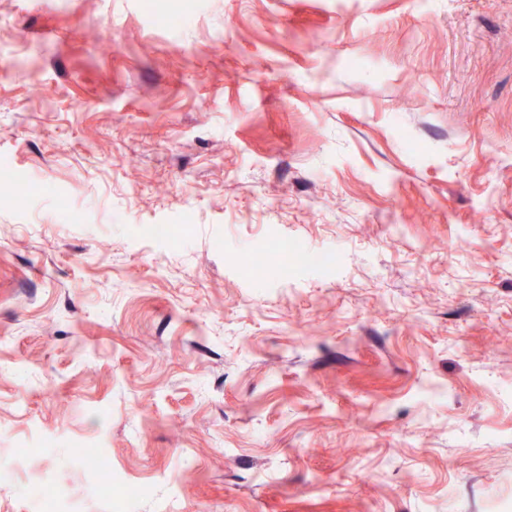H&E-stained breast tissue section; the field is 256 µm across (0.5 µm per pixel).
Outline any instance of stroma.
Instances as JSON below:
<instances>
[{
    "instance_id": "stroma-1",
    "label": "stroma",
    "mask_w": 512,
    "mask_h": 512,
    "mask_svg": "<svg viewBox=\"0 0 512 512\" xmlns=\"http://www.w3.org/2000/svg\"><path fill=\"white\" fill-rule=\"evenodd\" d=\"M0 60V512L512 503V0H0Z\"/></svg>"
}]
</instances>
